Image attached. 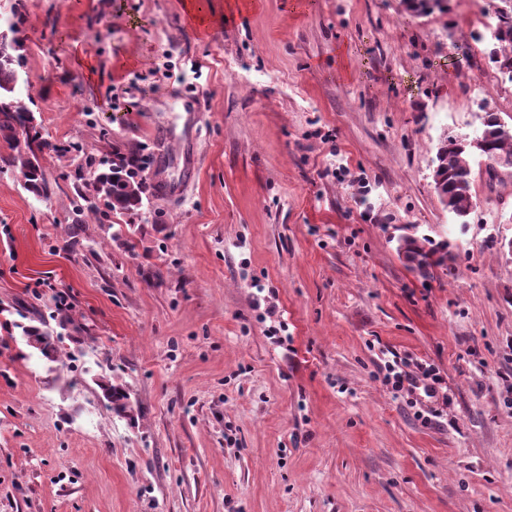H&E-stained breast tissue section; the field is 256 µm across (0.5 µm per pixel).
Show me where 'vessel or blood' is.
Instances as JSON below:
<instances>
[{
  "mask_svg": "<svg viewBox=\"0 0 512 512\" xmlns=\"http://www.w3.org/2000/svg\"><path fill=\"white\" fill-rule=\"evenodd\" d=\"M198 122L196 113L189 112L183 117L181 128L166 126L163 136L157 144L158 157L149 180L157 196L169 199L184 194L187 186L195 179L198 173L197 141L194 137V127ZM178 143L183 158V165L179 177H172L170 168L171 143Z\"/></svg>",
  "mask_w": 512,
  "mask_h": 512,
  "instance_id": "b4317fda",
  "label": "vessel or blood"
}]
</instances>
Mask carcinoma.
<instances>
[{"label":"carcinoma","instance_id":"cac0c4a2","mask_svg":"<svg viewBox=\"0 0 512 512\" xmlns=\"http://www.w3.org/2000/svg\"><path fill=\"white\" fill-rule=\"evenodd\" d=\"M503 8L496 11L497 25L504 27L501 35L495 37L494 47L487 52L488 60L494 64L501 77L512 83V0H500ZM16 24L8 26V32L0 34V139L9 147L10 153L0 156V169H13L22 178V187L35 194L48 192L49 183L40 164L39 154L48 146L40 140L33 121L36 117L29 109L31 100L29 83L21 80L16 66L20 58L13 55L18 47ZM506 124L500 122L498 114L488 112L483 118L480 137L485 140L486 150L481 154L488 167L486 183L492 190L502 182L503 177L512 176V133H504ZM475 149L462 146L455 139L441 142L435 155V165L440 167V184L435 191L448 194V211L461 223L475 205L474 176L470 156ZM141 155L133 147L122 150L118 147L99 160L91 172L88 182L74 186L76 196L83 204L76 209L75 223L85 222L89 215L107 219L114 212L138 214L143 211L144 191L141 182ZM405 259L417 269L425 271L441 264L433 260L437 248L426 247L414 237H406L399 246ZM21 330L27 343L38 350L41 356L55 361V338L44 325H23L12 322ZM105 397L119 414L132 410L129 394L116 386L104 387Z\"/></svg>","mask_w":512,"mask_h":512}]
</instances>
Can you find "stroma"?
I'll use <instances>...</instances> for the list:
<instances>
[{
  "instance_id": "35a3bbf8",
  "label": "stroma",
  "mask_w": 512,
  "mask_h": 512,
  "mask_svg": "<svg viewBox=\"0 0 512 512\" xmlns=\"http://www.w3.org/2000/svg\"><path fill=\"white\" fill-rule=\"evenodd\" d=\"M183 2L23 0L50 191L0 172V307L71 322L52 365L0 323V512H512V178L463 225L431 178L444 139L512 125L499 0H207L205 28ZM179 112L186 192L73 223L90 160L153 156ZM394 360L434 397L384 385ZM505 10L497 9L496 27L505 29L500 36L494 37V47L487 52L488 60L494 64L502 79L512 83V1L500 0ZM510 2V3H508ZM423 241L431 245V247L426 249L425 244L420 242L417 238L406 237L399 246V252H402L405 259L417 269L427 271L429 267L441 264V261L432 259L438 251L437 247H433L431 241L427 239H423ZM419 376H413L406 373L396 362L393 364H385L380 369V373L383 375L382 381L386 385H391L394 390H401L404 387L405 381L411 387L410 391L414 392L417 389L422 388V391L426 397H433L436 392V384L442 382V377L439 371L431 364H420Z\"/></svg>"
}]
</instances>
